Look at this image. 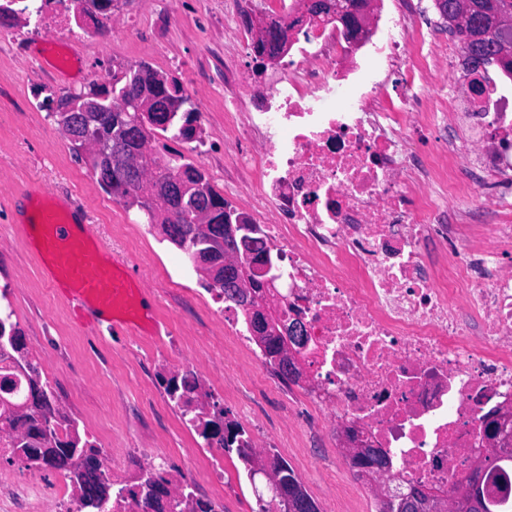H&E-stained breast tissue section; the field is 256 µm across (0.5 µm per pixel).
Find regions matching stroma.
<instances>
[{
	"label": "stroma",
	"mask_w": 512,
	"mask_h": 512,
	"mask_svg": "<svg viewBox=\"0 0 512 512\" xmlns=\"http://www.w3.org/2000/svg\"><path fill=\"white\" fill-rule=\"evenodd\" d=\"M131 5L147 13L165 7L178 20L167 42L151 57L153 70L174 77L169 59L182 58L189 64L186 75L203 102L209 106L223 103L221 68L208 53L219 32L205 0H131ZM64 51L73 61L74 76L61 82V95L89 92L85 79L103 50L86 43L65 46ZM42 72L34 59L16 61L0 45V282L12 278L19 283L13 307L27 347L39 350L52 342L60 348L58 357L50 361L49 374L57 398L71 409L89 440L101 439L116 448H167L180 454L195 445L193 434L172 414L158 417L145 405L151 390L146 365L167 350L168 336L88 332L75 322L66 299L44 284L37 259L11 234L9 210L19 192L31 184L50 192L71 193L83 202L103 247L133 263L153 315L180 332L185 353L223 364L220 384L225 414L243 413L283 438L282 458L320 512L331 505L337 512H375L377 498L367 487H356L346 498L331 500L328 474L337 456L329 439L287 432L276 401H268L262 412L253 411L250 400L255 389L247 367L218 346L206 305L176 291L168 279L182 265L179 251L164 234H140L138 227L147 223V215L138 207L117 202L98 181L89 179L91 161L86 152L74 151L54 117L31 111L34 79Z\"/></svg>",
	"instance_id": "35a3bbf8"
}]
</instances>
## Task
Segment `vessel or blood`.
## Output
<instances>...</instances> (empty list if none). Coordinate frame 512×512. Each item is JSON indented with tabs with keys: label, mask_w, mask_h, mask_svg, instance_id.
<instances>
[{
	"label": "vessel or blood",
	"mask_w": 512,
	"mask_h": 512,
	"mask_svg": "<svg viewBox=\"0 0 512 512\" xmlns=\"http://www.w3.org/2000/svg\"><path fill=\"white\" fill-rule=\"evenodd\" d=\"M16 230L40 262L45 280L64 292L92 330L156 335L160 325L138 311L142 290L133 267L108 262L84 204L65 193L25 188Z\"/></svg>",
	"instance_id": "vessel-or-blood-1"
}]
</instances>
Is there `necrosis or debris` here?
I'll use <instances>...</instances> for the list:
<instances>
[{"label":"necrosis or debris","instance_id":"obj_1","mask_svg":"<svg viewBox=\"0 0 512 512\" xmlns=\"http://www.w3.org/2000/svg\"><path fill=\"white\" fill-rule=\"evenodd\" d=\"M300 0H224V123L196 109L182 147L194 165L224 173V192L261 241L279 320L301 319L303 378L296 394L313 408L306 428L349 431L387 452L383 488L422 486L445 497L477 460L512 463V76L464 86L455 51L407 22L377 16L357 40L334 22L311 20L288 34V66L258 76L255 35L243 14L284 22ZM0 40L26 55L43 34L72 44L134 30L163 44L173 19L149 21L125 0H0ZM448 90L425 96L440 58ZM459 137L445 154L416 158L411 142L433 125ZM224 349L253 371L257 392L280 394L278 366L250 334L249 313L202 285ZM47 357L0 339V512H153L149 479L168 491L164 512H224V432L243 442L245 470L278 456L265 428L226 420L215 367L196 355L154 360L162 401L198 442L180 465L166 448L92 451L104 494L89 492L78 457L43 456L57 441L80 442L57 399L35 402ZM50 427L41 453H18Z\"/></svg>","mask_w":512,"mask_h":512}]
</instances>
